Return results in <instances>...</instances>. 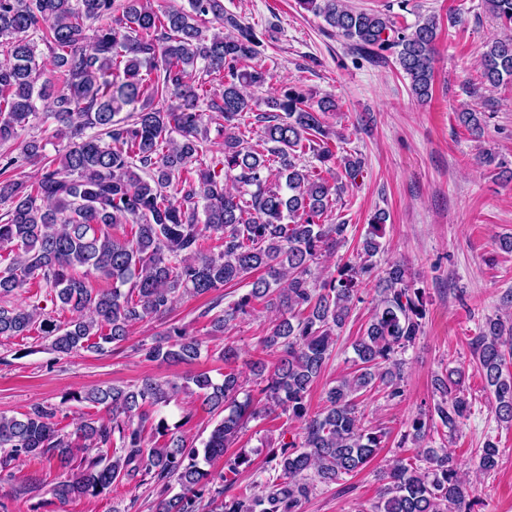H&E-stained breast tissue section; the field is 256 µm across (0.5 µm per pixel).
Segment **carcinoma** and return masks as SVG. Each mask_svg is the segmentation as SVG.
<instances>
[{
	"instance_id": "obj_1",
	"label": "carcinoma",
	"mask_w": 512,
	"mask_h": 512,
	"mask_svg": "<svg viewBox=\"0 0 512 512\" xmlns=\"http://www.w3.org/2000/svg\"><path fill=\"white\" fill-rule=\"evenodd\" d=\"M164 10L151 0H0V143L22 140L25 160L40 174L28 181L4 176L16 159L0 156V203L10 204L0 222V296L34 280L50 288L75 314L64 325L30 304L0 306V338L40 328L49 350L67 356L81 350L106 353L129 337L136 323L166 317L182 294L219 293L202 316L212 335L262 305L277 313L263 347L278 352L272 370L253 364L266 382L256 400L240 376L191 377L192 393L221 416L203 448L170 431L159 408L177 386L144 378L133 387H98L77 397L104 406L107 415L77 429L84 448H98L76 467L70 436L58 428L60 410L36 403L20 416L0 415V471L20 458L55 461L62 477L50 489L59 504L96 497L118 481L148 484L155 512H301L316 484H338L364 468L381 449L384 432L361 425L359 399L381 392L403 396L399 355L412 347L426 315L425 292L407 268L393 263L379 277L372 258L381 249L386 213L370 220L358 261L327 277L314 268L345 241L348 225L328 223L338 186L296 163L307 151L324 172L356 180L362 158L337 157L323 116L336 100L312 104L289 89L265 100L268 111L256 148L240 130L252 111L246 87L265 84L254 65L262 40L249 26L209 32L224 24L223 0H187ZM359 49L376 57L391 51L410 80L416 100L431 98L436 17L398 27L385 13L356 11L344 0H296ZM491 14L512 25V0H486ZM51 53L50 64L38 44ZM484 80L496 88L512 81V37H493L483 52ZM51 99L56 134L67 140L56 158L33 137L21 139L36 100ZM126 116H121L122 112ZM224 122L220 170L203 166L213 152L208 123ZM221 241L217 252L203 240ZM85 268L112 281L95 291L76 274ZM377 281L379 303L352 345L354 368L333 381L326 407L310 413L307 397L336 347L366 286ZM247 282L249 289L226 307L220 291ZM202 343L183 325L141 345L148 361L179 363L200 358ZM477 372L495 398L497 419L512 426V323L488 318L473 342ZM465 373L447 369L435 379L439 399L417 412L400 443L417 447L416 463L398 457L383 475L372 512H473L475 494L462 481L457 459L425 446L432 428L453 434L470 415ZM287 416L300 431L269 453L264 477L234 489L224 474L200 465L224 458L233 474L249 467L248 454H228L251 420ZM165 439L147 447L145 430ZM500 449L487 440L474 454L485 475L499 465ZM179 491L173 492V486Z\"/></svg>"
}]
</instances>
